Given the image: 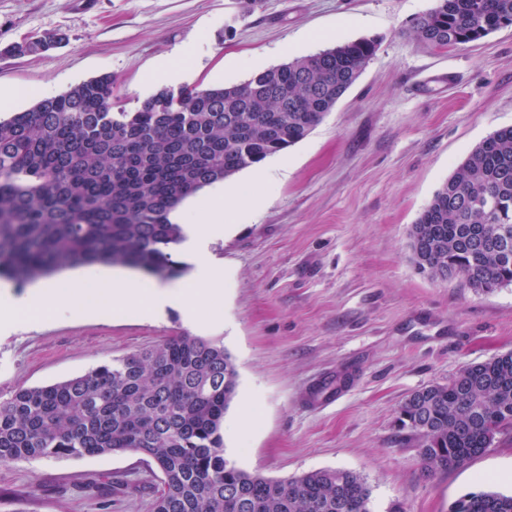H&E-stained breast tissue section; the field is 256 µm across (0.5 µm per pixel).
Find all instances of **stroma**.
<instances>
[{
    "label": "stroma",
    "mask_w": 512,
    "mask_h": 512,
    "mask_svg": "<svg viewBox=\"0 0 512 512\" xmlns=\"http://www.w3.org/2000/svg\"><path fill=\"white\" fill-rule=\"evenodd\" d=\"M434 0H0V88L16 111L109 74L126 110L156 92L160 59L186 86L238 84L292 58L369 38L377 51L302 141L267 159L268 202L211 250L224 309L191 326L110 312L19 320L0 335V398L83 375L180 333L224 346L238 371L224 457L282 480L345 469L372 487L371 512H449L469 492L512 494V434L467 465L425 471L396 416L416 389L512 350V286L491 293L419 272L409 230L435 192L496 130L512 127V28L436 49L412 25ZM50 33L42 53L8 46ZM346 382L332 402L315 391ZM112 477L108 506L88 486ZM145 455L0 464V512H153Z\"/></svg>",
    "instance_id": "35a3bbf8"
}]
</instances>
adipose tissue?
Instances as JSON below:
<instances>
[{
    "label": "adipose tissue",
    "instance_id": "1",
    "mask_svg": "<svg viewBox=\"0 0 512 512\" xmlns=\"http://www.w3.org/2000/svg\"><path fill=\"white\" fill-rule=\"evenodd\" d=\"M263 204L258 192L217 182L189 206L172 209L171 223L187 227L183 247L191 253L196 267V277L188 283H148L138 277H108L91 269L79 280L43 285L20 297L10 285H2L0 331L9 330L21 317L39 319L65 310L94 313L108 309L148 317L176 310L191 324L212 321L224 307V270L214 264L210 245L233 232Z\"/></svg>",
    "mask_w": 512,
    "mask_h": 512
}]
</instances>
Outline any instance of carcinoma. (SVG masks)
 Wrapping results in <instances>:
<instances>
[{
  "label": "carcinoma",
  "instance_id": "carcinoma-1",
  "mask_svg": "<svg viewBox=\"0 0 512 512\" xmlns=\"http://www.w3.org/2000/svg\"><path fill=\"white\" fill-rule=\"evenodd\" d=\"M512 27V0H435L414 23L435 48ZM47 36L13 47L45 51ZM373 39L339 43L240 84L162 87L133 112L108 74L0 119V279L122 266L164 278L184 239L170 211L201 189L303 140L374 57ZM416 266L477 292L512 285V128L476 146L411 226ZM230 355L178 334L88 373L0 398V463L117 451L160 473L154 512H370L371 486L344 469L283 480L224 459ZM398 429L430 473L454 470L512 431V351L411 393ZM451 512H512V495L467 493Z\"/></svg>",
  "mask_w": 512,
  "mask_h": 512
}]
</instances>
